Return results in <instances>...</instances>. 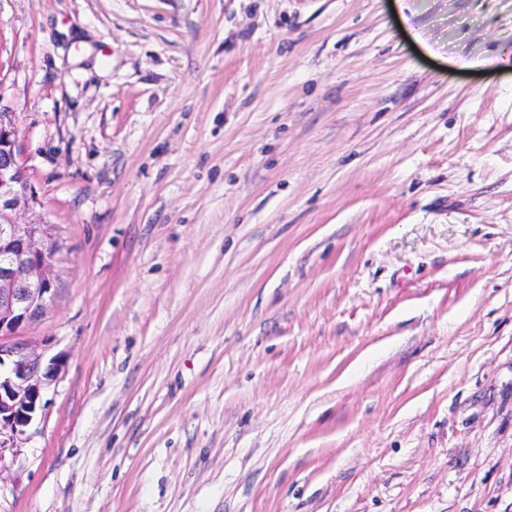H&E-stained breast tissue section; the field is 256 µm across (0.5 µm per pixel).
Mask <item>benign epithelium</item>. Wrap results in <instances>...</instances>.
<instances>
[{
  "mask_svg": "<svg viewBox=\"0 0 512 512\" xmlns=\"http://www.w3.org/2000/svg\"><path fill=\"white\" fill-rule=\"evenodd\" d=\"M36 197L20 161L12 115L0 111V465L20 447L58 364L17 336L47 312L55 292L44 225L23 219Z\"/></svg>",
  "mask_w": 512,
  "mask_h": 512,
  "instance_id": "benign-epithelium-1",
  "label": "benign epithelium"
}]
</instances>
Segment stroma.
Returning a JSON list of instances; mask_svg holds the SVG:
<instances>
[{
  "label": "stroma",
  "mask_w": 512,
  "mask_h": 512,
  "mask_svg": "<svg viewBox=\"0 0 512 512\" xmlns=\"http://www.w3.org/2000/svg\"><path fill=\"white\" fill-rule=\"evenodd\" d=\"M409 7L0 0L59 364L0 512H512V0Z\"/></svg>",
  "instance_id": "obj_1"
}]
</instances>
